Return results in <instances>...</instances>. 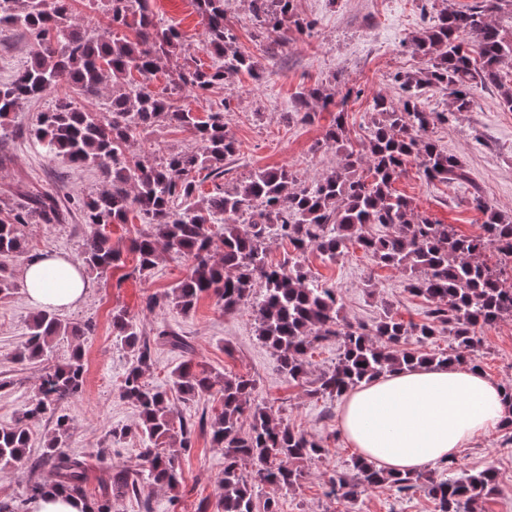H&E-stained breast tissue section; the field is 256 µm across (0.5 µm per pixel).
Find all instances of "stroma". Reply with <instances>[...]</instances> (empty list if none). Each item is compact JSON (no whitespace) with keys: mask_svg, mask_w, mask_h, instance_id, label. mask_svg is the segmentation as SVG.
<instances>
[{"mask_svg":"<svg viewBox=\"0 0 512 512\" xmlns=\"http://www.w3.org/2000/svg\"><path fill=\"white\" fill-rule=\"evenodd\" d=\"M473 0H294L296 17L312 22L310 30L288 29L286 44L258 33L250 0H228L224 23L236 36V47L251 57L253 74L241 73L203 94L171 93L169 76L191 65L207 69L217 65L206 52V35L194 0H154L157 20L182 35L181 53L164 62L156 76L147 80V91L172 94L174 102L198 113L223 110L224 120L236 141V152L228 162L229 172L214 181L198 179L199 192L211 193L215 186L232 188L258 169L288 166L302 182H310L335 167L340 156L324 143V135L344 112L351 144L364 149L368 141L372 103L383 95L398 99L395 74L412 73L424 62L414 53L408 38L426 27L435 10L457 8ZM33 43L18 26L0 27V84L11 82L29 63ZM336 88L335 104L319 111L314 122L286 120L297 92L312 87ZM60 87L56 95L25 102L0 124V211L15 205L19 191H49L60 203L84 198L103 188L101 173L93 167L77 168L49 154L34 138L39 113L50 109L56 97L68 94ZM430 136L445 152L456 156L468 179L448 183L428 181L415 164H408L395 181L397 193L409 198L419 213L449 224L462 235L482 231L485 217L473 202L482 198L497 211L512 217V109L503 105L492 87H475L468 111L451 115L434 126ZM190 132L156 126L140 132L131 149L152 163L168 154L194 148ZM144 229L140 219L108 226L113 243L124 250V264L108 280L90 278L84 300L60 311L69 320H90L93 336L83 343L85 383L82 394L64 404L74 425L68 453L84 457L88 465L87 492L99 495L113 473L136 462L144 448L133 427L137 410L123 399L119 385L134 361L130 350L112 339V312L126 310L147 335L166 329L184 336L192 347L184 354L165 345L152 348L150 383L165 387L169 375L185 359L212 373H233L254 379L259 401L272 406L277 418L288 426L321 440L327 450L318 461L305 463L307 477L295 491H275L262 486L260 497L277 496L281 512H346L343 501L328 497L327 479L334 474H352L357 453L339 428L342 402L314 398L288 380L277 366L272 350L257 335L251 306L227 311L214 298H201L188 312L173 307L147 309L149 295L174 288L189 271L187 261L162 256L149 273H138L136 257L127 246ZM90 231L81 212L72 210L62 224H29L23 233L31 254L59 252L77 257ZM305 265L313 277L336 286L341 315L352 325H374L383 310H391L404 323L425 322L430 300L408 290L407 272L373 263L361 249L350 248L336 261L322 260L318 252L306 255ZM35 309L23 289L0 299V374L11 380L0 390V426L11 424L34 394L38 375L26 366L10 362L14 345L28 331ZM478 352L485 376L500 384L512 381V317L482 328ZM131 427V434L108 441L114 427ZM502 428H494L463 448L458 458L463 469L477 471L495 467L499 491L478 506V512H512V445L503 446ZM183 475L178 497L164 489L145 485L142 497H126L114 512H217V481L224 470V451L214 447L208 433H196L195 446L181 460ZM355 512H433L423 494L398 497L379 487L364 495Z\"/></svg>","mask_w":512,"mask_h":512,"instance_id":"35a3bbf8","label":"stroma"}]
</instances>
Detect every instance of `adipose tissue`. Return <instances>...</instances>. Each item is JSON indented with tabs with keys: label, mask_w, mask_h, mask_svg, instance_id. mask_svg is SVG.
<instances>
[{
	"label": "adipose tissue",
	"mask_w": 512,
	"mask_h": 512,
	"mask_svg": "<svg viewBox=\"0 0 512 512\" xmlns=\"http://www.w3.org/2000/svg\"><path fill=\"white\" fill-rule=\"evenodd\" d=\"M22 281L29 304L39 309L75 307L88 288L78 263L53 252L26 262ZM507 414L500 385L451 364L395 372L349 391L340 428L359 457L403 473L457 455Z\"/></svg>",
	"instance_id": "obj_1"
}]
</instances>
